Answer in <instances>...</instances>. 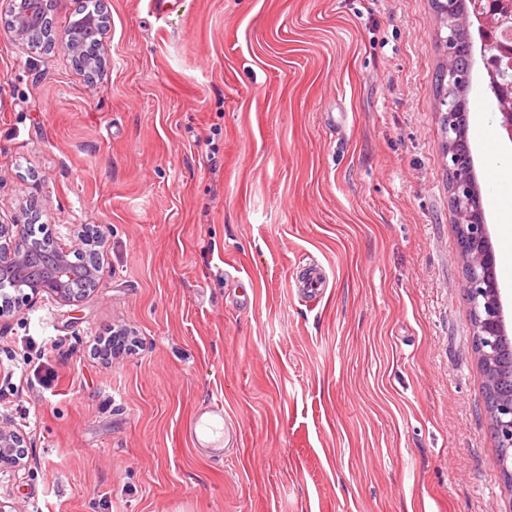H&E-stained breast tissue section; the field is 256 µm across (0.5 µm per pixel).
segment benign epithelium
<instances>
[{"mask_svg":"<svg viewBox=\"0 0 512 512\" xmlns=\"http://www.w3.org/2000/svg\"><path fill=\"white\" fill-rule=\"evenodd\" d=\"M446 35L441 37L443 59L441 75L444 155L448 167V203L455 218L459 239V259L463 272V288L473 316V347L482 366L487 387V411L497 446L512 447V367L498 362L497 346L508 338L504 307L496 277L497 259L490 241L474 163L468 142L460 138V125L468 114L467 91L472 86L474 65L457 62L459 27H477L479 42H470V57L478 56L485 72V85L494 92L501 116L500 127L512 143V0H471L472 12L458 13L457 0H440ZM53 0H11L8 31L14 39L28 42L35 32L46 35L42 48L63 49L91 79L105 65L100 54L87 56L86 44L102 40L107 19L94 13L82 19L74 31L58 33L49 18ZM41 212L22 205L9 224H0V281L11 284L6 294L0 293V320L12 316L20 304L43 294L53 295L65 303L81 301L74 292L75 265L82 268L81 279L86 292L96 288L103 264L101 249L105 241L85 236L66 248L46 236H40L36 224ZM55 253L47 274L31 275L16 282L13 276L29 254L43 247ZM25 440L11 427L0 422V470L19 465L17 449Z\"/></svg>","mask_w":512,"mask_h":512,"instance_id":"benign-epithelium-1","label":"benign epithelium"}]
</instances>
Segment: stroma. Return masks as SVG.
I'll use <instances>...</instances> for the list:
<instances>
[{
	"mask_svg": "<svg viewBox=\"0 0 512 512\" xmlns=\"http://www.w3.org/2000/svg\"><path fill=\"white\" fill-rule=\"evenodd\" d=\"M102 75L0 26V222L105 237L81 302L0 322L16 512H512L448 209L431 0H102ZM512 327V243L469 117ZM326 273L320 300L305 274ZM254 300L235 306L242 291ZM116 325L140 350L102 360ZM61 356H44L50 344ZM232 452L191 432L215 401Z\"/></svg>",
	"mask_w": 512,
	"mask_h": 512,
	"instance_id": "obj_1",
	"label": "stroma"
}]
</instances>
